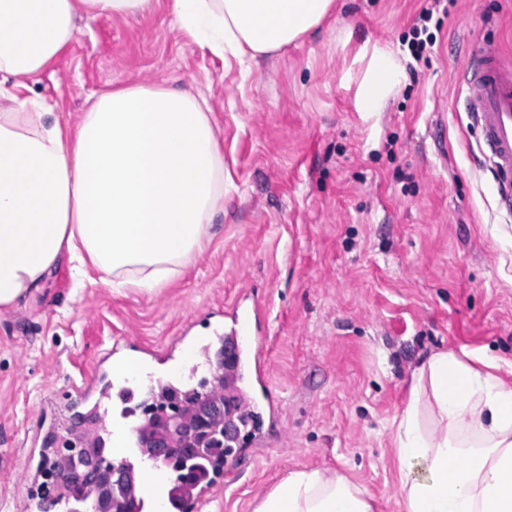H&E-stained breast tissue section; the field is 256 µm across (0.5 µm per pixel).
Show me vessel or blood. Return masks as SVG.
I'll return each instance as SVG.
<instances>
[{"mask_svg":"<svg viewBox=\"0 0 512 512\" xmlns=\"http://www.w3.org/2000/svg\"><path fill=\"white\" fill-rule=\"evenodd\" d=\"M463 107L480 129L484 159L497 188L498 207L512 215V66L504 63L499 46H477L463 77ZM121 463L136 466L142 451L135 434H122Z\"/></svg>","mask_w":512,"mask_h":512,"instance_id":"b4317fda","label":"vessel or blood"}]
</instances>
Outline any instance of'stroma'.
<instances>
[{
    "label": "stroma",
    "instance_id": "35a3bbf8",
    "mask_svg": "<svg viewBox=\"0 0 512 512\" xmlns=\"http://www.w3.org/2000/svg\"><path fill=\"white\" fill-rule=\"evenodd\" d=\"M169 0L137 18L78 13L74 37L26 86L71 129L93 95L130 85L202 92L229 193L212 239L172 283L115 290L61 264L0 310V512H40L44 458L106 408L107 443L144 419L149 386H196L235 302L265 307L258 341L281 399L241 388L255 428L214 476L202 512H254L297 470L333 468L373 512H401L391 422L430 354L512 362V221L497 210L483 144L456 76L489 39L512 63V0H339L316 31L242 74L170 27ZM435 44L414 59L422 9ZM400 81L380 112L357 107L374 48ZM202 353L177 375L186 345ZM133 357L139 378H114ZM92 382L78 393L71 384Z\"/></svg>",
    "mask_w": 512,
    "mask_h": 512
}]
</instances>
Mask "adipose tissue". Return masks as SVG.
<instances>
[{
	"label": "adipose tissue",
	"instance_id": "adipose-tissue-1",
	"mask_svg": "<svg viewBox=\"0 0 512 512\" xmlns=\"http://www.w3.org/2000/svg\"><path fill=\"white\" fill-rule=\"evenodd\" d=\"M157 0H0V77L40 74L70 42L77 11L122 18ZM336 0H171V27L216 56L250 62L318 28ZM400 64L377 50L361 85L379 112ZM224 208V154L207 107L167 87L100 96L71 132L34 98L0 105V310L52 269L92 264L110 287L150 294L192 266ZM402 512H512V366L432 354L394 418ZM255 512H372L330 470L293 471Z\"/></svg>",
	"mask_w": 512,
	"mask_h": 512
}]
</instances>
